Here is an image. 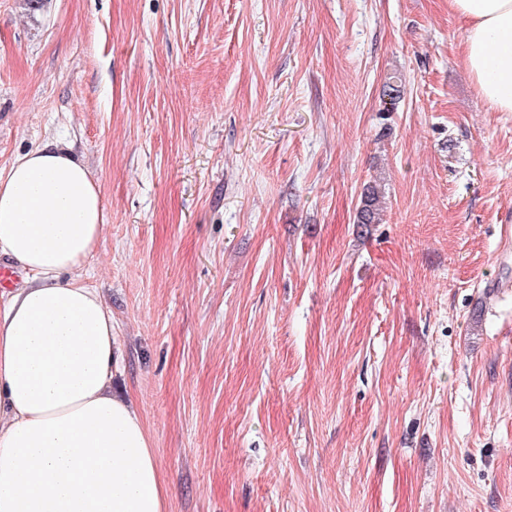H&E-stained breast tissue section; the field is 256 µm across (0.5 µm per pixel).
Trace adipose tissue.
Segmentation results:
<instances>
[{"label":"adipose tissue","mask_w":512,"mask_h":512,"mask_svg":"<svg viewBox=\"0 0 512 512\" xmlns=\"http://www.w3.org/2000/svg\"><path fill=\"white\" fill-rule=\"evenodd\" d=\"M464 64L512 112V0H448ZM105 224L70 148L45 143L0 172V253L28 273L0 305V512H166L157 453L112 391V313L76 272Z\"/></svg>","instance_id":"ef3b65f1"}]
</instances>
